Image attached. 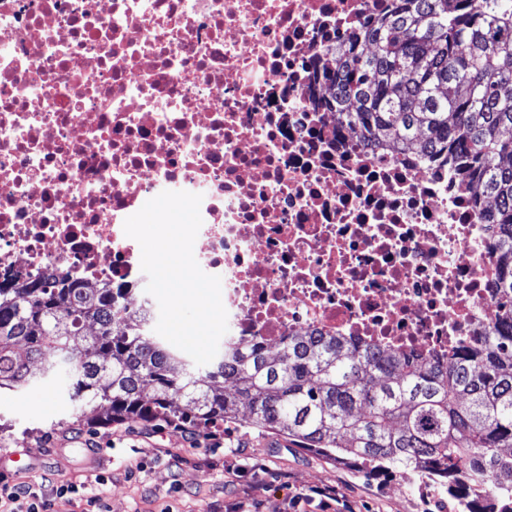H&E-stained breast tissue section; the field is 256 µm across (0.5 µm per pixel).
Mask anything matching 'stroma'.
<instances>
[{
	"label": "stroma",
	"mask_w": 512,
	"mask_h": 512,
	"mask_svg": "<svg viewBox=\"0 0 512 512\" xmlns=\"http://www.w3.org/2000/svg\"><path fill=\"white\" fill-rule=\"evenodd\" d=\"M30 384L0 390V452L22 453L29 485L50 512H451L429 490H398L397 475L366 474L243 423L224 433L136 417L98 424L106 403L77 406L66 375L31 366ZM77 491L57 496L60 486Z\"/></svg>",
	"instance_id": "obj_1"
}]
</instances>
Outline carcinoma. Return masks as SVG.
<instances>
[{"instance_id": "obj_1", "label": "carcinoma", "mask_w": 512, "mask_h": 512, "mask_svg": "<svg viewBox=\"0 0 512 512\" xmlns=\"http://www.w3.org/2000/svg\"><path fill=\"white\" fill-rule=\"evenodd\" d=\"M326 56L328 105L363 140L418 144L495 200L512 311V0H395ZM39 360L70 376L73 401H105L114 418L205 428L242 415L327 458L410 472L457 512H512V325L446 363L340 336H290L275 354L226 336L200 371L153 334L129 288L0 287V389L25 387Z\"/></svg>"}]
</instances>
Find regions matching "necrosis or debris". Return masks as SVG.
Here are the masks:
<instances>
[{
	"label": "necrosis or debris",
	"mask_w": 512,
	"mask_h": 512,
	"mask_svg": "<svg viewBox=\"0 0 512 512\" xmlns=\"http://www.w3.org/2000/svg\"><path fill=\"white\" fill-rule=\"evenodd\" d=\"M391 0H0V284L143 288L126 215L201 195L228 334L447 360L505 323L494 204L328 111L325 51Z\"/></svg>",
	"instance_id": "obj_1"
}]
</instances>
